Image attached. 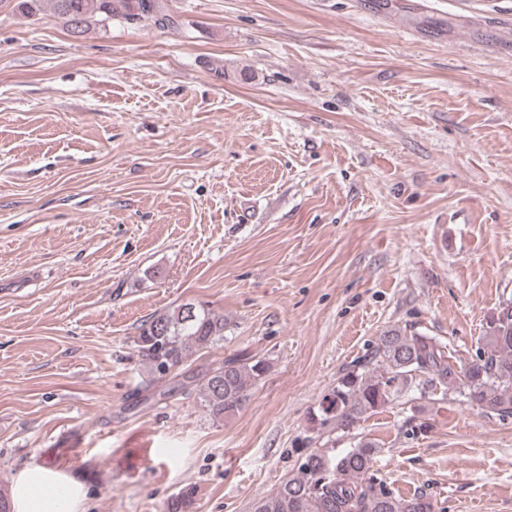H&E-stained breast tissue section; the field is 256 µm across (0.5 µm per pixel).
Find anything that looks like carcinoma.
I'll list each match as a JSON object with an SVG mask.
<instances>
[{"label":"carcinoma","instance_id":"carcinoma-1","mask_svg":"<svg viewBox=\"0 0 512 512\" xmlns=\"http://www.w3.org/2000/svg\"><path fill=\"white\" fill-rule=\"evenodd\" d=\"M74 34L90 22L114 18L128 23L151 17L160 27L172 24L165 0H20L19 6L37 14L44 3ZM224 341V316L204 304L185 303L159 312L141 324L135 345L151 377L140 391L157 386L164 369L183 366L197 351ZM270 369L269 361L244 350L195 376L197 391L210 416L223 419L238 412L251 390ZM458 391L487 413L512 416V304L505 303L488 325L476 359L456 365L447 345L427 332L406 326L383 332L364 361L342 371L319 406L323 428L348 433L367 415L393 403L414 388L421 394L437 387ZM376 448L359 443L340 455L317 449L302 455L297 473L254 512H435L427 494L401 496L365 480ZM190 487L171 496L165 512H188Z\"/></svg>","mask_w":512,"mask_h":512}]
</instances>
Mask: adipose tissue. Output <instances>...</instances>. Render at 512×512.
Segmentation results:
<instances>
[{"mask_svg":"<svg viewBox=\"0 0 512 512\" xmlns=\"http://www.w3.org/2000/svg\"><path fill=\"white\" fill-rule=\"evenodd\" d=\"M84 488L64 466L28 462L10 484L12 512H78Z\"/></svg>","mask_w":512,"mask_h":512,"instance_id":"adipose-tissue-1","label":"adipose tissue"}]
</instances>
